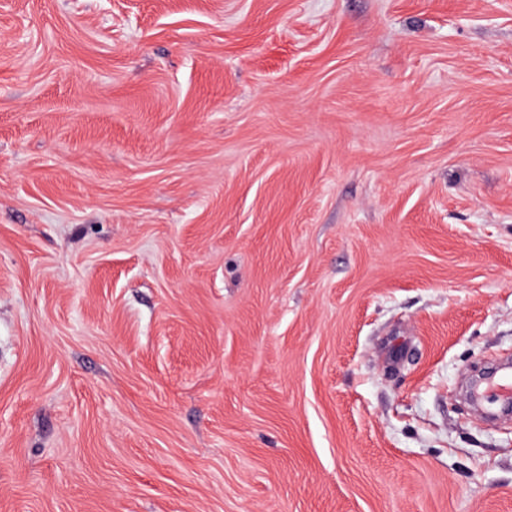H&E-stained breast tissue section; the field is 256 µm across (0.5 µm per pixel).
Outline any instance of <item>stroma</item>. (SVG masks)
Returning <instances> with one entry per match:
<instances>
[{"label": "stroma", "mask_w": 512, "mask_h": 512, "mask_svg": "<svg viewBox=\"0 0 512 512\" xmlns=\"http://www.w3.org/2000/svg\"><path fill=\"white\" fill-rule=\"evenodd\" d=\"M512 0H0V512H512Z\"/></svg>", "instance_id": "stroma-1"}]
</instances>
